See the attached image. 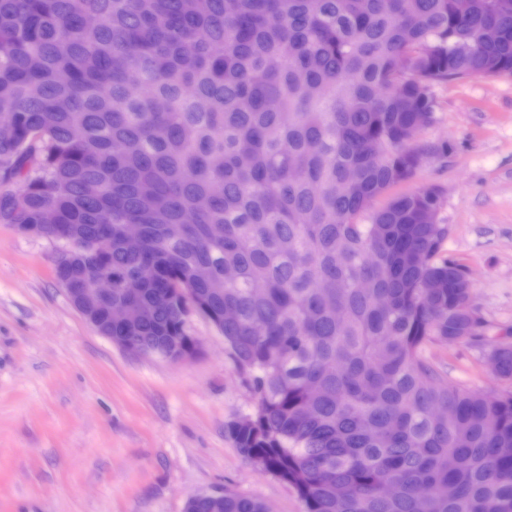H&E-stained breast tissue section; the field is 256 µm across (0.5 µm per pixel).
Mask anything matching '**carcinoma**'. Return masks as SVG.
<instances>
[{
    "mask_svg": "<svg viewBox=\"0 0 512 512\" xmlns=\"http://www.w3.org/2000/svg\"><path fill=\"white\" fill-rule=\"evenodd\" d=\"M505 73L497 0H0V223L71 240L68 288L112 276L141 311L118 342L195 355L208 319L256 398L238 454L305 512H512V393L420 356L483 345L511 385L512 342L439 257L438 190L375 206L431 153L430 87Z\"/></svg>",
    "mask_w": 512,
    "mask_h": 512,
    "instance_id": "obj_1",
    "label": "carcinoma"
}]
</instances>
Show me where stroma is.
<instances>
[{
	"label": "stroma",
	"mask_w": 512,
	"mask_h": 512,
	"mask_svg": "<svg viewBox=\"0 0 512 512\" xmlns=\"http://www.w3.org/2000/svg\"><path fill=\"white\" fill-rule=\"evenodd\" d=\"M435 148L395 193L441 192L443 256L467 267L491 335L512 332V75L433 84ZM56 248L0 223V512H185L222 487L269 512H304L296 491L243 459L230 423L254 396L202 316L182 362L128 353L87 324L54 275ZM448 380L502 391L483 352L430 343Z\"/></svg>",
	"instance_id": "obj_1"
}]
</instances>
